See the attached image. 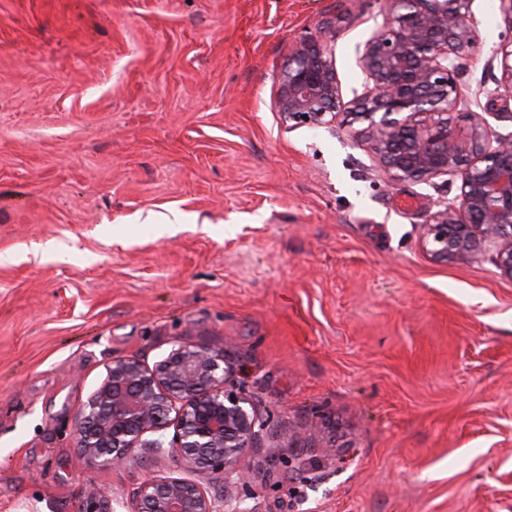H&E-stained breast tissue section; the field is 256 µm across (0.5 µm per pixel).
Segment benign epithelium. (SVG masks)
<instances>
[{
  "mask_svg": "<svg viewBox=\"0 0 512 512\" xmlns=\"http://www.w3.org/2000/svg\"><path fill=\"white\" fill-rule=\"evenodd\" d=\"M473 0H382V22L354 46L362 90L343 100L335 39L323 24L293 48L278 82L275 106L294 125L341 119L370 143L394 180H460L457 194L435 202L422 246L446 266L491 253L512 278V135L490 139L485 120L471 109L479 97L512 98V40L496 46L485 69H497L496 87L459 82L461 61L478 37ZM264 421L236 388L224 353L177 344L154 368L135 358L112 362L102 385L77 416V447L88 464L120 466L138 448L169 453L207 477L224 481L216 497L200 480L145 473L131 512H242L250 495L242 466Z\"/></svg>",
  "mask_w": 512,
  "mask_h": 512,
  "instance_id": "benign-epithelium-1",
  "label": "benign epithelium"
}]
</instances>
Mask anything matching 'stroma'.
<instances>
[{
	"mask_svg": "<svg viewBox=\"0 0 512 512\" xmlns=\"http://www.w3.org/2000/svg\"><path fill=\"white\" fill-rule=\"evenodd\" d=\"M378 0H0V512H131L74 418L112 362L223 352L266 422L249 512H512V278L425 254L435 185L288 127L326 22L344 97ZM476 85L505 32L474 0ZM182 224L168 228L169 215Z\"/></svg>",
	"mask_w": 512,
	"mask_h": 512,
	"instance_id": "obj_1",
	"label": "stroma"
}]
</instances>
